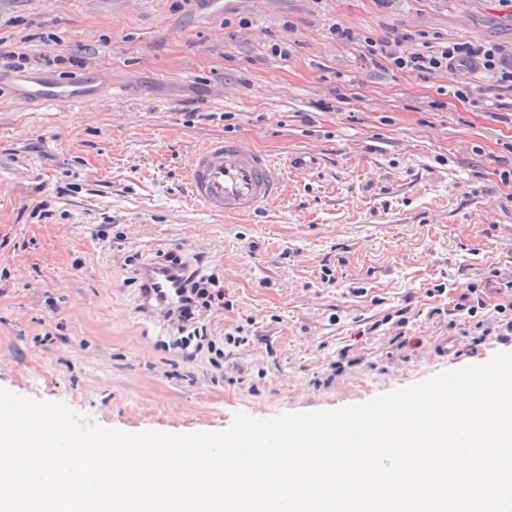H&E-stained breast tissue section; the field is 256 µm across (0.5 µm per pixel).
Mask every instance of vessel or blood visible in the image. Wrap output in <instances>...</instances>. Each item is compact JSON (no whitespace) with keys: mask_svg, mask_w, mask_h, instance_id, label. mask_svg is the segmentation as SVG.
<instances>
[{"mask_svg":"<svg viewBox=\"0 0 512 512\" xmlns=\"http://www.w3.org/2000/svg\"><path fill=\"white\" fill-rule=\"evenodd\" d=\"M92 95L85 80H37L20 98L45 108H66ZM191 199L207 212L251 216L280 200L285 192L284 168L239 139L216 138L196 149L188 161ZM146 276L157 288L166 307L180 302V282L172 274L147 268Z\"/></svg>","mask_w":512,"mask_h":512,"instance_id":"vessel-or-blood-1","label":"vessel or blood"}]
</instances>
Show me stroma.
<instances>
[{"mask_svg": "<svg viewBox=\"0 0 512 512\" xmlns=\"http://www.w3.org/2000/svg\"><path fill=\"white\" fill-rule=\"evenodd\" d=\"M337 22L512 47L499 0H0V34L31 64L0 74V388L126 433L218 432L239 412L362 404L501 351L460 336L440 354L458 285L512 273V122L454 97L449 74L366 63ZM75 75L95 90L79 107L11 98ZM213 137L288 168L286 195L242 218L191 204L188 157ZM161 250L218 274L219 364L161 348L163 326L139 316L126 259ZM241 324L249 341L225 344ZM347 345L359 363L331 377Z\"/></svg>", "mask_w": 512, "mask_h": 512, "instance_id": "35a3bbf8", "label": "stroma"}]
</instances>
